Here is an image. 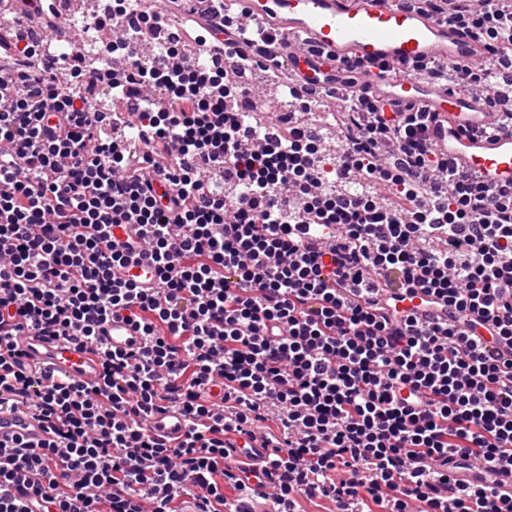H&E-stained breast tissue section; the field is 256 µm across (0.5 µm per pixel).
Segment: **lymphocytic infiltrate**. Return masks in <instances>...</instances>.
<instances>
[{
    "label": "lymphocytic infiltrate",
    "instance_id": "lymphocytic-infiltrate-1",
    "mask_svg": "<svg viewBox=\"0 0 512 512\" xmlns=\"http://www.w3.org/2000/svg\"><path fill=\"white\" fill-rule=\"evenodd\" d=\"M479 37L489 62L426 76L512 96V10L496 0H394ZM0 78V392L48 424L37 447L0 445V512H253L226 435L262 429L273 512H512L457 459L512 466V191L473 181L424 137L426 115L368 100L332 113L335 166L384 186L343 188L303 121L278 132L231 103L240 73L270 74L273 38L217 71L188 50L123 38V101L102 125L98 69L58 80L27 53ZM133 224L135 241L113 226ZM157 287L118 277L133 251ZM447 308L408 313L409 299ZM121 317L135 350L106 346ZM102 359L84 385L27 372L29 332ZM173 410L183 437L153 433Z\"/></svg>",
    "mask_w": 512,
    "mask_h": 512
}]
</instances>
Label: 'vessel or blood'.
Instances as JSON below:
<instances>
[{"mask_svg":"<svg viewBox=\"0 0 512 512\" xmlns=\"http://www.w3.org/2000/svg\"><path fill=\"white\" fill-rule=\"evenodd\" d=\"M224 12L268 28L276 38V64L299 74L309 87L339 98L351 91L402 111L428 113L426 135L438 154L487 186L512 187V128L504 127L503 111L489 109L479 95L455 92L415 72L425 63L484 57L476 36L385 0H224ZM392 66L401 69L400 77L389 75ZM138 336L121 320L106 326L107 342L119 349L136 347ZM19 350L33 371L48 369L85 384L101 375L99 358L85 348L32 334L22 337ZM45 435L46 424L32 408L10 396L0 399L1 443L20 437L36 446ZM458 476L512 488V468L487 475L470 463Z\"/></svg>","mask_w":512,"mask_h":512,"instance_id":"1","label":"vessel or blood"}]
</instances>
